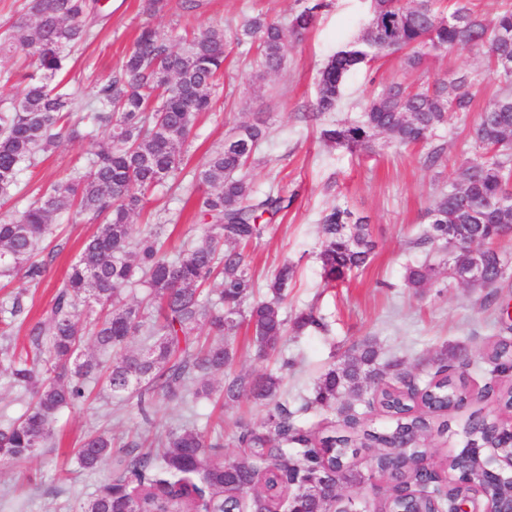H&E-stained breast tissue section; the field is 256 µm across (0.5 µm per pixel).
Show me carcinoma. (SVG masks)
Returning <instances> with one entry per match:
<instances>
[{
	"instance_id": "obj_1",
	"label": "carcinoma",
	"mask_w": 512,
	"mask_h": 512,
	"mask_svg": "<svg viewBox=\"0 0 512 512\" xmlns=\"http://www.w3.org/2000/svg\"><path fill=\"white\" fill-rule=\"evenodd\" d=\"M96 0H34V23H16L5 48L28 51L35 71L12 110L0 112V199L15 195L24 167L37 157L80 135L90 121L107 131L106 142L89 152L85 173L58 179L41 191L16 220L0 221V277L37 286L46 277L55 250L46 241L55 232V217L73 211L98 223L61 284L54 303L27 328L28 346L15 354L0 348V364L9 382L28 397L24 411L0 427V458L22 463L52 436L55 415L83 403L90 386L106 374L112 398L137 400L143 420L150 421L158 396L210 398L217 393L230 404L243 397L267 406L258 427L244 426L235 437L240 452L226 462L218 449L221 437L197 428L177 427L160 436L162 452L153 456L138 445L116 449L112 435L98 431L78 450L80 466L96 469L115 458L118 475L102 483L80 506L81 512H224V506L249 512H331L336 506L326 489L360 486L369 480L350 458L360 448L378 449V465L403 475L416 456L428 452L424 442L400 449L410 427L428 428L422 416H409L399 398L386 389L377 394L393 427L379 432L361 418L365 394L375 379H405L399 365L383 366L371 344L354 347L318 379L311 405L332 409L343 396L349 403L339 426L325 434L305 429L297 411L279 401L282 377L233 370L236 334L243 325L260 352H274L288 332L282 302L288 295L293 267L284 264L270 281L268 301L247 303L254 284L246 257L225 243H247L260 233L265 214L285 209V199L267 194L255 198L242 174L267 131L245 124L224 139L194 174L205 187L198 199L200 241L178 256L163 249L166 225L136 237L131 220L142 209L145 193L166 188L185 165V145L199 115L213 108L212 90L224 71L228 41L224 30L206 28L191 37L159 32L150 23L139 30L132 50L112 77L96 86L94 97L80 102L61 90L65 51L89 37ZM322 4L304 7L284 26L258 14L235 33L239 44L257 45L260 75L279 72L285 64L288 37L309 30ZM372 0L370 20L360 41L334 54L321 70L315 111H333L345 77L358 65L391 50H409L407 68H418L426 55L453 48L484 50L487 70L499 82L489 104L480 110L471 154L458 178L432 201L424 242L457 239L461 250L452 261L468 260L473 243L483 248L491 287L512 278L508 263L489 244L512 225V6L489 18L473 9V0ZM481 82L448 71L416 90L395 83L368 98L354 121L324 131V137L350 150L371 151L376 135L386 133L395 145L428 141L453 114L474 111ZM325 243L320 260L326 283L344 281L367 265L375 248L368 218L335 206L322 218ZM436 275L432 265L409 266L408 288H422ZM219 284L217 301L204 285ZM147 290L140 301L126 300L128 288ZM24 292L0 305V330L25 313ZM93 299L99 310L79 309ZM93 324L97 353L83 350L84 323ZM207 327L208 336L196 331ZM143 346L127 350L129 340ZM112 354L103 365L99 355ZM501 369L494 391L497 402L512 409V346L501 340L488 355ZM459 357L442 349L438 368L447 375L424 384L428 405L452 410L465 400L453 372ZM224 376L218 388L206 377Z\"/></svg>"
}]
</instances>
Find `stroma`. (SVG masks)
<instances>
[{
    "label": "stroma",
    "mask_w": 512,
    "mask_h": 512,
    "mask_svg": "<svg viewBox=\"0 0 512 512\" xmlns=\"http://www.w3.org/2000/svg\"><path fill=\"white\" fill-rule=\"evenodd\" d=\"M181 2L167 0L166 10L150 18L143 12L144 0H103L112 10L111 18L97 20L92 38L68 52L70 88L91 99L96 85L119 68L143 23H152L163 33L218 26L231 37L246 16L260 13L286 24L305 5V0H196V8L185 11ZM323 2L314 27L301 38L288 40L283 69L264 81L254 78L258 69L254 53L244 45L229 46L224 76L213 91L214 109L201 115L188 138L180 190L159 188L148 193L144 214L135 218L132 228L137 234L147 231L148 214H159L178 222L172 246L198 241L199 234L191 226L203 189L195 183L194 172L233 127L264 121L268 137L246 174L257 197L273 191L287 199L288 207L265 219L261 236L247 249L248 272L262 299L277 269L292 265L285 316L292 321L310 311L321 321L320 327L288 332L280 343L284 356L294 361L293 367L282 370V400L297 410L300 425L321 431L339 419V411L309 409L305 403L316 378L352 346L372 341L381 363L401 361L420 376L431 373V360L440 349L466 356L470 364L459 373L472 397L465 407L448 414V432L433 436L430 442V461L442 469L450 456L464 448L462 426L472 412L508 417L484 391L491 382L487 354L503 337L496 308L500 301L512 300V281L494 291L449 282L443 273L416 291L405 287L404 274L408 265L439 264L446 257L444 248L419 244L418 239L428 225L432 198L457 178L460 161L473 143L477 111L489 103L498 83L486 78L475 112L450 116L428 144L404 148L382 135L373 151L352 152L326 143L323 130L356 119L371 93L394 82L425 83L449 69L480 72L484 62L474 49L430 54L414 70L406 69L403 53L382 56L348 75L335 111L313 116L321 69L336 51L357 40L370 18L371 0ZM34 65V57L21 50L12 57H0V110L22 95L23 75ZM103 138L99 132L91 139L67 140L55 152L41 156L21 174L23 193L0 200V219L19 217L38 188L83 168L92 140ZM439 145L444 148L441 159L426 164L427 153ZM336 205L368 217L376 248L365 268L353 271L342 285L328 288L319 259L321 217ZM59 222L64 230L56 240L47 276L39 288L29 289L24 296L34 318L50 308L58 285L96 230L95 223L70 212L63 213ZM265 416V406L248 399L220 408L188 398L160 402L146 422L135 400H112L104 386H96L92 399L58 412L53 444L20 465L0 460V512H77L83 500L117 474L110 460L94 471L80 467L77 451L90 431L107 430L121 442L146 444L171 427L202 429L219 424L224 429L222 454L229 460L238 453L234 437L239 428L260 425Z\"/></svg>",
    "instance_id": "1"
}]
</instances>
